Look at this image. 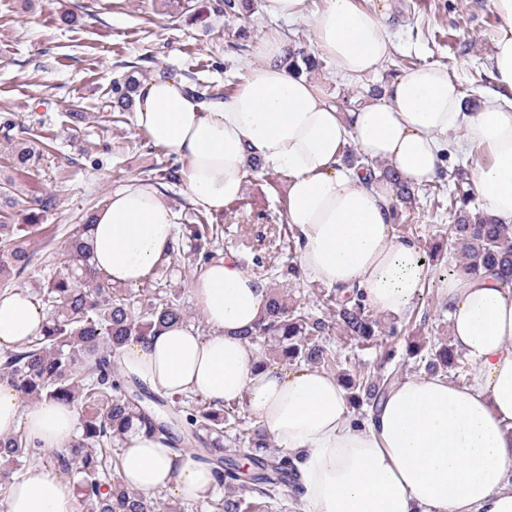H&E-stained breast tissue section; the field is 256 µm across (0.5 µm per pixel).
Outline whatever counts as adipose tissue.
Instances as JSON below:
<instances>
[{
  "instance_id": "adipose-tissue-1",
  "label": "adipose tissue",
  "mask_w": 512,
  "mask_h": 512,
  "mask_svg": "<svg viewBox=\"0 0 512 512\" xmlns=\"http://www.w3.org/2000/svg\"><path fill=\"white\" fill-rule=\"evenodd\" d=\"M490 3L497 16L488 34L494 89L477 111H463L459 86L432 64L394 77L384 98L338 111L313 78L289 71L296 46L271 30L254 46L260 67L226 99L201 102L169 76L140 81L135 125L185 160L189 200L213 216L241 196L254 164L280 173L304 276L336 289L359 287L379 313L409 316L430 273L422 246L395 236L391 185L346 165L343 149L355 145L420 186L439 177L449 135L463 132L473 190L488 213L511 224L512 0ZM307 5L263 0L271 17L311 16L318 53L342 74L364 77L389 56L380 15L360 0H321L313 12ZM179 221L156 184L114 191L93 214L96 272L115 285L143 283L165 260ZM192 290L209 334L185 323L167 327L122 348L120 371L217 407L245 404L261 432L295 459L297 512H512V286L465 273L444 280L451 341L471 366L469 381L459 385L442 374L397 379L360 424L336 377L312 365L264 364L248 343L245 334L264 317L270 290L233 254L203 266ZM46 321L28 291L0 295V346L30 342ZM20 426L41 447L60 451L81 433L73 408L27 400L1 380L0 438ZM120 473L146 496L167 490L203 501L218 486L206 465L175 454L136 423L124 435ZM7 512H78V504L71 483L40 472L11 485Z\"/></svg>"
}]
</instances>
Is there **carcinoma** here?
I'll return each instance as SVG.
<instances>
[{"mask_svg": "<svg viewBox=\"0 0 512 512\" xmlns=\"http://www.w3.org/2000/svg\"><path fill=\"white\" fill-rule=\"evenodd\" d=\"M136 79L129 74L113 83L114 97L106 107L126 111L132 106ZM46 144L27 140L15 145L11 160L18 170L35 167ZM348 162L359 163L370 174L382 172L393 187L396 200L410 204L418 189L401 181L390 167L375 165L362 154L346 151ZM466 173L456 165L448 171L457 194H449L448 209L458 212L448 225V238L459 247L461 265L472 275L491 274L512 285V225L501 224L487 212L469 207L470 194L463 189ZM191 237L197 241L193 255L208 262L213 251H200V241L219 238L218 227L197 215ZM91 220L76 225L62 253L61 270L36 292L51 307L43 333L21 348L3 352L0 380H8L31 400L48 399L66 404L79 413L81 439L74 450L54 454L64 473L76 471L73 482L82 512H162L173 505L145 497L129 489L121 476L112 475L104 462V449L120 448L123 435L136 421L150 434H161L174 452L194 450L193 458L212 467L219 485L251 493V500L225 496L210 503L212 512H263V504L276 500L281 487L299 485V475L288 455L276 451L253 454L242 461L224 458V430L255 448L265 447L259 427L237 419L230 421L208 405L188 403V396L152 393L141 384L129 389L116 355L131 341L143 340L173 323L188 322L176 299L169 300L149 289L142 293L116 288L95 275L91 267L89 233ZM34 224H2L0 237L12 247L0 253V277L21 274L31 260L28 238ZM336 324L340 332L362 343H374L377 322L369 315L363 294L353 289L348 295L336 293ZM324 320L288 303V298L271 292L266 316L258 330L246 332L254 344H267L268 359L275 363H331L322 335ZM407 355L417 368L429 374L445 372L458 365V354L446 343L413 342ZM396 352L389 345L378 348L379 368L374 374L340 371L352 407L359 410L357 422L377 408L395 379L386 371ZM41 447L24 433L0 438V486L8 488L23 463L34 461Z\"/></svg>", "mask_w": 512, "mask_h": 512, "instance_id": "obj_1", "label": "carcinoma"}]
</instances>
